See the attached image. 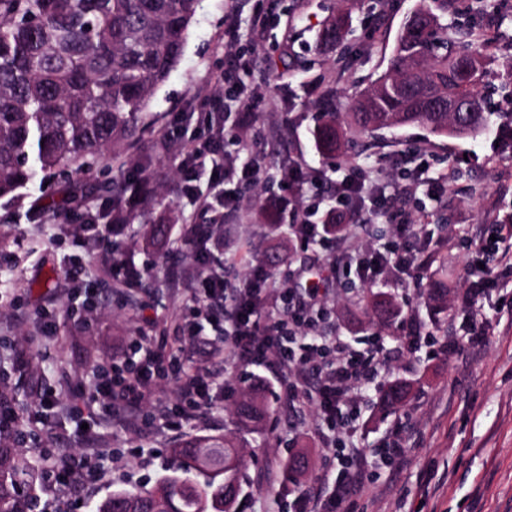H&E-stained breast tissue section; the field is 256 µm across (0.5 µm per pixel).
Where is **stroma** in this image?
Here are the masks:
<instances>
[{
  "mask_svg": "<svg viewBox=\"0 0 512 512\" xmlns=\"http://www.w3.org/2000/svg\"><path fill=\"white\" fill-rule=\"evenodd\" d=\"M418 3L238 0L239 33L228 44L224 0H199L184 55L152 102L150 127L120 157L77 174L85 187L81 204L62 202L59 184L40 177L17 200H0V396L21 418L35 411L31 386L36 380L61 388L71 407L86 408V394L68 389V382L91 379L141 333L149 346L179 353L185 374H193L197 349L180 332L185 292L168 270L176 263L192 265L191 254L178 242L193 225L211 223L212 215L180 203L175 186L181 157L176 146L164 151L159 142L170 133L177 142L202 145L216 128L229 137L236 133L238 115L218 105L222 92L214 84L232 57L240 63L244 88L258 102L255 122L261 135L252 149L267 172L254 189L241 190L236 218L220 231L222 248L243 254L236 273L260 267L282 287L296 290L325 275L330 315L319 335L342 337L361 351L371 350L377 336L385 348L400 352L383 360L364 392L355 441L369 458L366 485L338 512H512V270L480 247L481 238L512 214V147L498 137L500 127L512 124V101L495 96L499 117L494 129L474 137L435 136L419 127L372 135L350 129L347 152L331 159L314 137L323 98L350 112L360 92L387 69L401 25ZM341 11L351 13L352 33L337 50L320 49L319 34ZM258 15L267 19L259 36L252 30ZM444 21L470 23L475 34L491 39L496 62L490 79L504 83L512 74V0H448ZM144 155L152 158L145 171L138 165ZM292 162L302 163L309 177L322 173L333 180L358 166L382 168L387 198L419 226V245L435 256L433 266L414 278L383 276L369 289L355 272L332 268L334 240L307 245L293 229L302 194L282 183ZM424 167L433 177L452 174V187L441 199L416 182ZM144 176L158 205L131 203L126 224L110 229L108 186L120 179L133 187ZM163 215L170 221L157 241L150 229ZM77 234L84 247H74ZM109 257L142 269V281L133 287L98 283L93 310L83 319L70 315L62 289L71 263L79 262L84 278L91 279ZM482 268L494 272L499 286L481 302L478 314L490 322L491 334L475 355L458 323L436 314L434 300L419 297L414 281L427 283L447 271L453 301ZM370 291L392 299L390 319L371 316L362 301ZM50 304L57 308L58 326L47 338L35 333L31 322ZM410 315L435 336V343L407 344L400 322ZM207 368L220 388L209 405L190 410L179 426H169L160 414L162 406L177 400L175 384L162 379L146 394L135 422L116 409L84 437L60 418L39 432L1 437L2 449L33 459L44 454L101 475L56 493L37 483L32 512H93L115 491L152 487L169 465V448L196 435H226L242 444L238 512H275L318 483L335 479L321 442L310 431L314 409H288L286 384L272 365L234 369L219 360ZM395 382L410 384L411 393L390 411L382 406L380 392ZM252 385L261 389L266 415L261 425L245 428L234 408L242 389ZM396 427L402 430L405 454L391 463L380 447ZM300 452L309 456L307 470L286 479V463Z\"/></svg>",
  "mask_w": 512,
  "mask_h": 512,
  "instance_id": "35a3bbf8",
  "label": "stroma"
}]
</instances>
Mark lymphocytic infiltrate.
I'll list each match as a JSON object with an SVG mask.
<instances>
[{
  "label": "lymphocytic infiltrate",
  "instance_id": "obj_1",
  "mask_svg": "<svg viewBox=\"0 0 512 512\" xmlns=\"http://www.w3.org/2000/svg\"><path fill=\"white\" fill-rule=\"evenodd\" d=\"M223 131H216L206 147L186 143L182 146L187 165L181 169L178 184L180 198L195 209L208 211L218 205V188L231 181L254 186L260 180L261 167L250 156L249 143H241L244 161L220 159ZM207 178L215 194H205L194 188V181ZM326 206L312 204L307 215L326 209L336 221L354 223L366 228L367 221L358 204L362 194L369 193L377 205H384L378 193L379 185L372 169L357 168L347 178L327 181ZM418 236L414 225L401 222L395 227L393 243L358 254L352 246H344V258L355 262L361 284L369 286L378 276L390 272L406 273L418 259L411 243ZM211 234L208 225L193 227L185 240L195 254V265L188 272H174L194 303L193 316H205L228 325L226 342L233 348L235 358L243 363L275 361L283 373L288 388V404L293 409L315 407L317 418L314 432L323 438L326 455L335 460L338 474L327 491L304 494L292 503L291 512H335L338 504L360 491L367 474L368 460L363 449L336 447L334 435L355 436L356 422L361 413L363 391L379 373L380 361L376 352L362 353L342 338L320 344L292 349L297 336H306L317 328V320L325 311V291L319 286L307 288L304 296L293 298L284 288H260V271L238 288H230L223 275L210 268L208 245ZM268 303L281 309V322L272 327L261 322L260 305ZM160 353L143 349L133 343L123 355V364L112 369L94 372L89 392L91 403L103 409L126 407L138 409L146 392L157 380L165 378Z\"/></svg>",
  "mask_w": 512,
  "mask_h": 512
}]
</instances>
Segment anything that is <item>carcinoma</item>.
Masks as SVG:
<instances>
[{
  "instance_id": "carcinoma-1",
  "label": "carcinoma",
  "mask_w": 512,
  "mask_h": 512,
  "mask_svg": "<svg viewBox=\"0 0 512 512\" xmlns=\"http://www.w3.org/2000/svg\"><path fill=\"white\" fill-rule=\"evenodd\" d=\"M198 0H0V200H12L40 172L61 182L118 155L143 136L156 91L185 50ZM445 0H420V14L398 37L388 70L358 98L350 124L364 133L421 126L433 135L476 136L493 124L486 97L479 111L443 112L436 103L486 86L491 41L441 22ZM348 31L345 16L321 34L332 48ZM316 138L324 153L344 146L336 111ZM407 387L382 392L398 407ZM245 425L261 414L246 394L236 406ZM174 466L145 492L125 491L94 512H224V490L240 484L242 451L204 435L170 450ZM35 465L0 450V512L19 487L32 497Z\"/></svg>"
}]
</instances>
